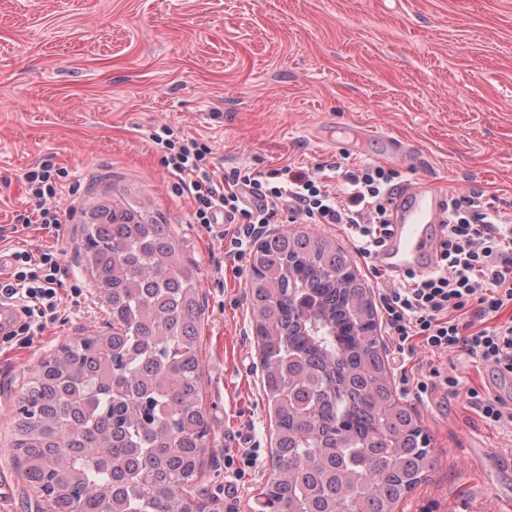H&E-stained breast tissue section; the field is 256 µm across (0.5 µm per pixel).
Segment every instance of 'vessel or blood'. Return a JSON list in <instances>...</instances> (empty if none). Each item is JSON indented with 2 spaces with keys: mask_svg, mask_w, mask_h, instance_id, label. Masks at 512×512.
<instances>
[{
  "mask_svg": "<svg viewBox=\"0 0 512 512\" xmlns=\"http://www.w3.org/2000/svg\"><path fill=\"white\" fill-rule=\"evenodd\" d=\"M447 202V192L431 186L408 185L397 191L390 205V234L375 255V264L394 275L434 272Z\"/></svg>",
  "mask_w": 512,
  "mask_h": 512,
  "instance_id": "obj_1",
  "label": "vessel or blood"
}]
</instances>
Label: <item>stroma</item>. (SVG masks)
<instances>
[{
    "mask_svg": "<svg viewBox=\"0 0 512 512\" xmlns=\"http://www.w3.org/2000/svg\"><path fill=\"white\" fill-rule=\"evenodd\" d=\"M201 140L217 166L313 172L375 162L396 183L512 207V0H0V226L32 214L21 174L67 168L76 213L55 235L18 234L0 253L53 246L64 312L32 343L0 342V512H34L11 445L13 411L32 370L58 346L105 328V305L78 260L88 197L134 191L174 227L204 301L201 406L211 431L190 490L196 512H256L272 473L274 424L252 333L248 271L234 272L221 233L192 223V201L149 139L160 126ZM363 127L404 141L348 149ZM336 241L378 301L343 227L297 220ZM81 289L73 298V289ZM381 350L396 399L414 408L435 465L396 512H512V424L481 420L464 392L416 396L404 369L440 370L466 389L502 376L463 352ZM257 454L243 478L228 456Z\"/></svg>",
    "mask_w": 512,
    "mask_h": 512,
    "instance_id": "obj_1",
    "label": "stroma"
}]
</instances>
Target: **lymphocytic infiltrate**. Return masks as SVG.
Masks as SVG:
<instances>
[{
  "label": "lymphocytic infiltrate",
  "instance_id": "lymphocytic-infiltrate-1",
  "mask_svg": "<svg viewBox=\"0 0 512 512\" xmlns=\"http://www.w3.org/2000/svg\"><path fill=\"white\" fill-rule=\"evenodd\" d=\"M162 163L176 178L174 191L193 202L192 221L232 224L228 253L243 261L245 245L263 228L281 223L284 215L312 224H339L358 242L362 256L375 255L387 233L393 176L376 163L353 170L332 162L342 191L325 177L285 165L261 176L240 169L221 173L210 147L194 138L175 136L164 126L150 135ZM69 171L38 164L25 171L21 183L39 208L34 221L44 230L58 229L62 211L53 204L62 194ZM0 276V297L12 301L19 316L9 339L32 341L59 318L57 295L61 267L53 252L32 255L16 251ZM370 272L380 289L386 332L398 353L421 347L432 352L463 350L478 363L512 375V319L498 322L512 308V214L482 194L450 196L448 222L440 242L435 272L407 273L395 279L378 267Z\"/></svg>",
  "mask_w": 512,
  "mask_h": 512
}]
</instances>
